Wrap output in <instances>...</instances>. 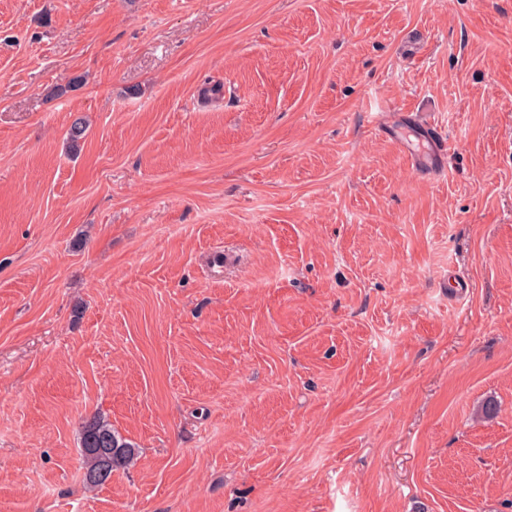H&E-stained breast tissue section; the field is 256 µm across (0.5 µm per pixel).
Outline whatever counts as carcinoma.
Returning a JSON list of instances; mask_svg holds the SVG:
<instances>
[{"instance_id": "carcinoma-1", "label": "carcinoma", "mask_w": 512, "mask_h": 512, "mask_svg": "<svg viewBox=\"0 0 512 512\" xmlns=\"http://www.w3.org/2000/svg\"><path fill=\"white\" fill-rule=\"evenodd\" d=\"M80 455L84 486L91 490L109 481L114 470L130 465L136 457V449L112 429L108 420L95 415L82 427Z\"/></svg>"}]
</instances>
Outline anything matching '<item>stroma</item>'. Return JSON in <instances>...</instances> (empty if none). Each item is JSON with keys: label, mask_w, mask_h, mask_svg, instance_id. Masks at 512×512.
<instances>
[{"label": "stroma", "mask_w": 512, "mask_h": 512, "mask_svg": "<svg viewBox=\"0 0 512 512\" xmlns=\"http://www.w3.org/2000/svg\"><path fill=\"white\" fill-rule=\"evenodd\" d=\"M0 512H512V0H0ZM92 448H111L106 456H101ZM80 455L84 465V486L91 490L105 484L118 468L130 465L137 453L135 447L112 429L104 417L95 415L87 420L81 431ZM101 474V478L92 479Z\"/></svg>", "instance_id": "1"}]
</instances>
